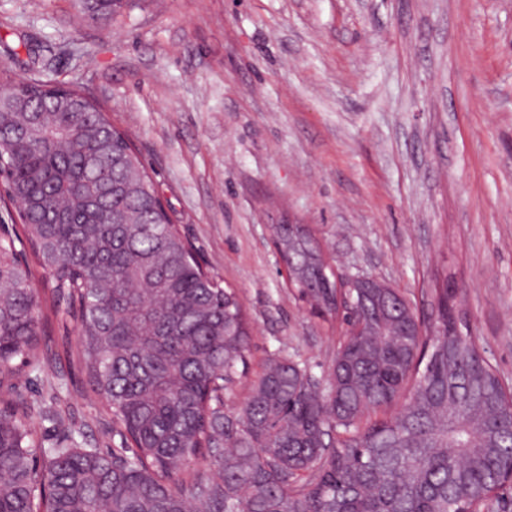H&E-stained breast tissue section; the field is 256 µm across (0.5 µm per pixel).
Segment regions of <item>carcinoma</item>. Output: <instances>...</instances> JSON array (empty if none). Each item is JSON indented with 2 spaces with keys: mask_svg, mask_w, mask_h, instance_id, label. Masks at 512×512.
Returning <instances> with one entry per match:
<instances>
[{
  "mask_svg": "<svg viewBox=\"0 0 512 512\" xmlns=\"http://www.w3.org/2000/svg\"><path fill=\"white\" fill-rule=\"evenodd\" d=\"M128 0H78L91 18ZM0 180L23 235L0 237V512H501L512 482V389L457 311L447 279L429 319L382 282L336 273L303 224L273 226L293 282L345 328L326 383L268 360L240 411L247 364L236 292L172 224L125 134L79 90L3 71ZM48 273L40 298L21 254ZM112 411L122 447H45L25 423L64 422L12 397L45 369L43 306Z\"/></svg>",
  "mask_w": 512,
  "mask_h": 512,
  "instance_id": "carcinoma-1",
  "label": "carcinoma"
}]
</instances>
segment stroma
<instances>
[{
    "label": "stroma",
    "instance_id": "stroma-1",
    "mask_svg": "<svg viewBox=\"0 0 512 512\" xmlns=\"http://www.w3.org/2000/svg\"><path fill=\"white\" fill-rule=\"evenodd\" d=\"M80 89L131 139L172 221L235 289L248 369L285 353L326 376L339 328L302 300L273 227L302 224L344 274L428 310L453 278L512 387V0H0V69ZM87 442L112 416L78 365L47 392ZM129 0H78L81 11L92 19L107 18L118 13Z\"/></svg>",
    "mask_w": 512,
    "mask_h": 512
}]
</instances>
